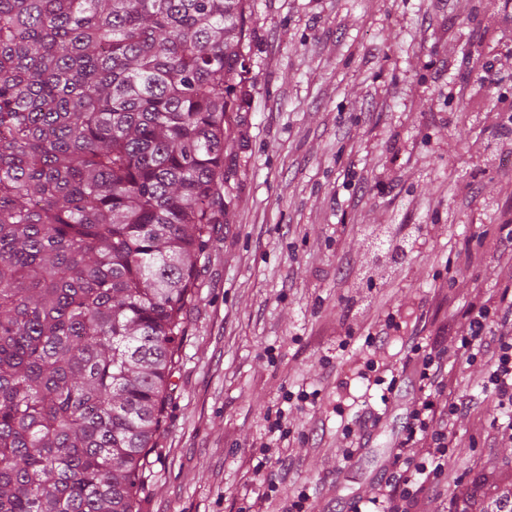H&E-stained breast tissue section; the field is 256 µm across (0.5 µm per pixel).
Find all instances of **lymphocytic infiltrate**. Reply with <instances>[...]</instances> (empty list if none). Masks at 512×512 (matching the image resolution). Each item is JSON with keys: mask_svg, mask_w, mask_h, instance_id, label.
<instances>
[{"mask_svg": "<svg viewBox=\"0 0 512 512\" xmlns=\"http://www.w3.org/2000/svg\"><path fill=\"white\" fill-rule=\"evenodd\" d=\"M472 260L495 263L506 275L502 288L476 294L461 326L408 336L400 374L386 378L376 361L364 364L385 395L408 381L416 396L393 443V465L380 473L374 494L358 499L351 512H512V480L488 473L467 484L454 467L461 445L454 426L470 414L471 405L456 394L448 375L452 362L483 366L482 388L494 397L484 444L489 449L512 444V211L502 214L490 248ZM452 486L457 494H449Z\"/></svg>", "mask_w": 512, "mask_h": 512, "instance_id": "obj_1", "label": "lymphocytic infiltrate"}]
</instances>
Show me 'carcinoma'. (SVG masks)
<instances>
[{
    "instance_id": "carcinoma-1",
    "label": "carcinoma",
    "mask_w": 512,
    "mask_h": 512,
    "mask_svg": "<svg viewBox=\"0 0 512 512\" xmlns=\"http://www.w3.org/2000/svg\"><path fill=\"white\" fill-rule=\"evenodd\" d=\"M249 8L0 0V512H137Z\"/></svg>"
}]
</instances>
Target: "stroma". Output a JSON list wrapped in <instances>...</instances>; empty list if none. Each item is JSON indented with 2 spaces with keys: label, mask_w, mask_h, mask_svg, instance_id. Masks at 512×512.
Masks as SVG:
<instances>
[{
  "label": "stroma",
  "mask_w": 512,
  "mask_h": 512,
  "mask_svg": "<svg viewBox=\"0 0 512 512\" xmlns=\"http://www.w3.org/2000/svg\"><path fill=\"white\" fill-rule=\"evenodd\" d=\"M511 11L512 0H251L249 80L224 148L229 207L198 263L139 512H280L255 475L278 414L297 461L286 490L306 489L311 512H349L373 492L410 395L382 406L357 378L358 344L338 342L395 314L379 355L401 365L415 316L461 325L474 289L498 288V269L466 256L489 247L512 205V154L494 129L512 113ZM478 62L499 73L493 95ZM450 376L475 407L455 427L460 462L512 475V447L480 444L493 407L480 365ZM302 385L319 389L315 408L285 404ZM369 413L377 429L343 463L342 419Z\"/></svg>",
  "instance_id": "1"
}]
</instances>
